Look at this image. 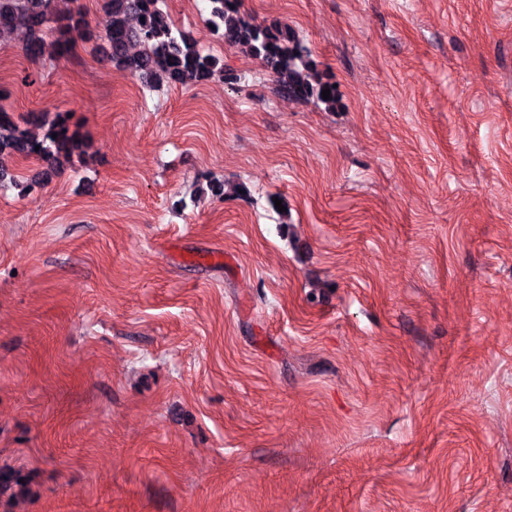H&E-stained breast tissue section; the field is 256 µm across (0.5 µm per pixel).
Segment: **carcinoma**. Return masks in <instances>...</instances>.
<instances>
[{"instance_id": "obj_1", "label": "carcinoma", "mask_w": 512, "mask_h": 512, "mask_svg": "<svg viewBox=\"0 0 512 512\" xmlns=\"http://www.w3.org/2000/svg\"><path fill=\"white\" fill-rule=\"evenodd\" d=\"M55 0H0V31L21 30L24 50L32 56L67 53L82 38L85 19L75 9L55 19L47 28ZM161 0H104L109 17L105 40L108 56L131 76L150 81L166 78L173 85H190L212 79L229 84L237 75L210 53L199 41L175 27L160 6ZM208 23L211 32L224 43L245 49L272 74L277 90L297 101L314 102L326 112H334L339 97L334 82L324 75L311 51L281 20L257 22L241 12L240 0H210ZM330 90V98L321 96ZM29 123L44 129L40 137L20 127L14 114L0 110V181L9 175L4 157L34 156L59 170L75 156L85 154L86 143L78 125L66 112H42ZM207 188L222 199L228 193L240 195L243 183L211 180Z\"/></svg>"}]
</instances>
